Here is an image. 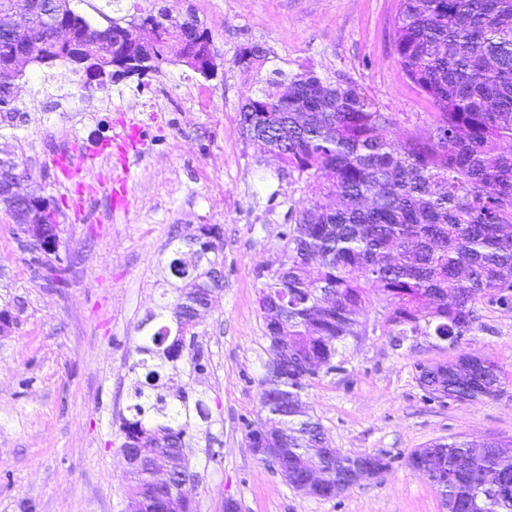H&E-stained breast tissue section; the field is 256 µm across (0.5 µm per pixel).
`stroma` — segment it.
I'll list each match as a JSON object with an SVG mask.
<instances>
[{"label": "stroma", "instance_id": "stroma-1", "mask_svg": "<svg viewBox=\"0 0 512 512\" xmlns=\"http://www.w3.org/2000/svg\"><path fill=\"white\" fill-rule=\"evenodd\" d=\"M94 27L139 20L148 11L194 16L213 40L217 75L204 79L181 63L143 79L86 92L70 65H29L13 120L0 121L9 149L58 213L49 251L30 249L0 205V512H126L130 483L121 426L143 380L137 351L155 315L182 281L169 271L168 241L203 224L218 227L212 253L224 288L194 327L199 363L175 362V384L202 401L186 454L198 512H446L439 492L407 464L436 441H512V302L476 305L458 345L423 335L397 342L384 295L371 292L359 335L339 347L336 367L320 371L303 399L342 454H382L390 466L331 499L307 497L253 455L246 435L266 427L259 381L269 358L260 289L277 269L284 232L308 208L312 179L282 170L242 134L238 108L271 69L313 70L348 81L392 116L400 141L431 121L427 99L398 72V0H72ZM268 52V66H234L244 46ZM143 132L128 211L97 191L75 208L49 165L58 151L95 150L120 126ZM54 281H47V274ZM497 363L499 396L439 401L421 387L418 368L463 353Z\"/></svg>", "mask_w": 512, "mask_h": 512}]
</instances>
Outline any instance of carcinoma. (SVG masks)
Returning <instances> with one entry per match:
<instances>
[{
	"instance_id": "carcinoma-1",
	"label": "carcinoma",
	"mask_w": 512,
	"mask_h": 512,
	"mask_svg": "<svg viewBox=\"0 0 512 512\" xmlns=\"http://www.w3.org/2000/svg\"><path fill=\"white\" fill-rule=\"evenodd\" d=\"M55 11L56 0H0V29L7 11L29 4ZM163 10L145 18L160 27L150 69L162 72L169 62L178 29L162 20ZM394 54L398 71L435 108L431 126L395 142L383 128L389 118L357 85L326 84L314 71L272 77L238 109L246 138L258 133L276 148L282 167L313 179L310 206L285 234L288 267L268 276L259 305L279 303L282 325H268L269 351L281 326L288 327V355L266 366L260 380V405L286 425L288 447L311 458L328 473L323 498L339 495L336 483L350 480L356 459L322 452L320 423L302 395L313 378L309 358L326 367L339 345L358 335L352 314L368 299L369 287L382 292L392 308L390 321L399 335L463 336L472 329L475 305L486 296L512 298V0H399ZM288 82L283 105L275 87ZM16 107L0 79V112L13 117ZM217 228L169 243V265L188 271L183 288L163 306L183 337L168 339L163 326L146 335L138 352L157 361L146 379L178 359L209 301L219 274L204 269V246L216 251ZM448 369L419 366L430 388L463 403L501 388L503 370L486 360L462 379ZM133 418L124 423V443L139 451L142 465L130 470L131 489L151 506L170 490L156 484L167 472L176 487L190 481L185 454L191 412L205 416L201 401L189 403L180 388L173 401L154 396L137 384ZM166 442L174 469L153 454ZM478 444L453 439L414 449L409 458L426 459L436 451L443 467L429 478L444 483L448 497L465 502L469 512H512V443H497L481 454Z\"/></svg>"
}]
</instances>
